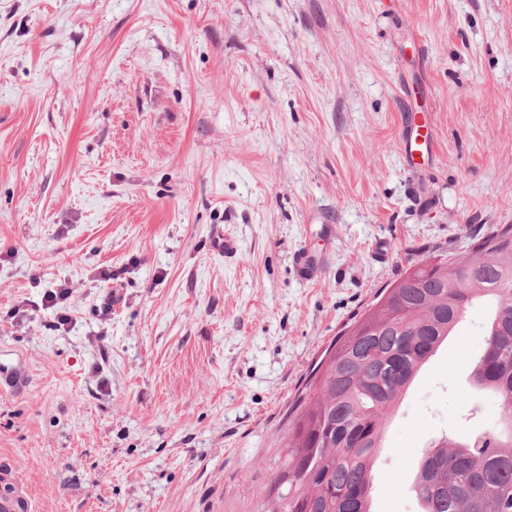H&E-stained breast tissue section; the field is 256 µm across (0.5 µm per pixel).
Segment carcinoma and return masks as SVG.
Segmentation results:
<instances>
[{"label": "carcinoma", "instance_id": "obj_1", "mask_svg": "<svg viewBox=\"0 0 512 512\" xmlns=\"http://www.w3.org/2000/svg\"><path fill=\"white\" fill-rule=\"evenodd\" d=\"M478 299L494 314L472 383L502 410L492 430L434 441L414 491L422 512H512L511 224L407 270L329 346L288 410L269 512H370L384 417Z\"/></svg>", "mask_w": 512, "mask_h": 512}]
</instances>
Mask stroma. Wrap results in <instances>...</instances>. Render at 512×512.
Segmentation results:
<instances>
[{
  "label": "stroma",
  "instance_id": "obj_1",
  "mask_svg": "<svg viewBox=\"0 0 512 512\" xmlns=\"http://www.w3.org/2000/svg\"><path fill=\"white\" fill-rule=\"evenodd\" d=\"M408 113L435 134L411 165ZM500 224L512 0H0V467L34 512H266L325 348ZM489 314L392 411L372 512H421L432 440L496 426Z\"/></svg>",
  "mask_w": 512,
  "mask_h": 512
}]
</instances>
